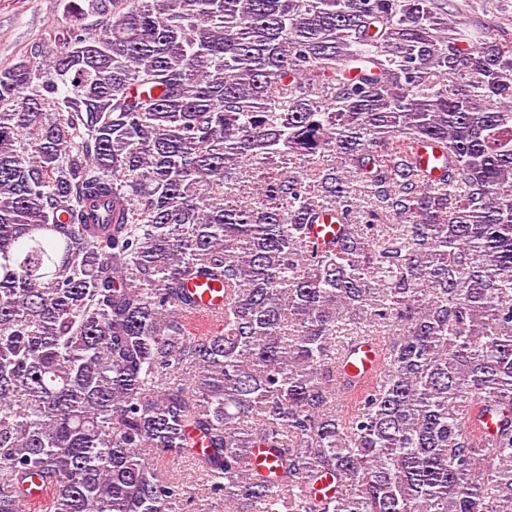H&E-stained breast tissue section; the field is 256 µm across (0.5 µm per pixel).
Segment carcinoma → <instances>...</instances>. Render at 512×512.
Returning <instances> with one entry per match:
<instances>
[{
	"instance_id": "obj_1",
	"label": "carcinoma",
	"mask_w": 512,
	"mask_h": 512,
	"mask_svg": "<svg viewBox=\"0 0 512 512\" xmlns=\"http://www.w3.org/2000/svg\"><path fill=\"white\" fill-rule=\"evenodd\" d=\"M65 12L0 70V512H175L172 462L224 512H512V19ZM204 283L191 286L192 294L196 300V306L185 312L187 318V330L194 336H201L209 329L217 327L210 320L215 312L224 310V288L220 286H209L202 288ZM378 366V344L376 341H368L362 345L357 354L356 367L352 368V374L371 377L375 375Z\"/></svg>"
}]
</instances>
